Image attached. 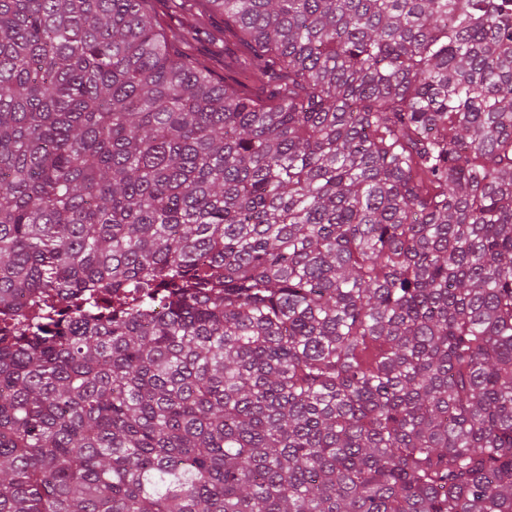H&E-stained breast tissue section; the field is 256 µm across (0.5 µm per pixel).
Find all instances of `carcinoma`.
Segmentation results:
<instances>
[{
	"instance_id": "1",
	"label": "carcinoma",
	"mask_w": 512,
	"mask_h": 512,
	"mask_svg": "<svg viewBox=\"0 0 512 512\" xmlns=\"http://www.w3.org/2000/svg\"><path fill=\"white\" fill-rule=\"evenodd\" d=\"M195 2L0 0V512H512V0ZM220 46L222 45H214L203 37L192 42L189 52L197 57L209 60L216 75H225L229 79H241L242 77L238 71H224V44L222 46L223 48Z\"/></svg>"
}]
</instances>
